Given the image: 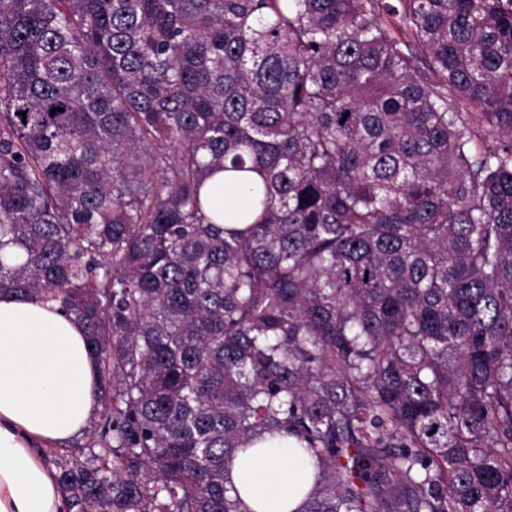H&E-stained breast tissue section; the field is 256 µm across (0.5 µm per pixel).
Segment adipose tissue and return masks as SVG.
Masks as SVG:
<instances>
[{"mask_svg":"<svg viewBox=\"0 0 512 512\" xmlns=\"http://www.w3.org/2000/svg\"><path fill=\"white\" fill-rule=\"evenodd\" d=\"M248 173L215 176V204L247 208ZM99 408L98 372L82 326L57 303L0 293V512H65L40 447L79 434ZM316 468L293 438L238 454L231 480L250 512H298Z\"/></svg>","mask_w":512,"mask_h":512,"instance_id":"ef3b65f1","label":"adipose tissue"}]
</instances>
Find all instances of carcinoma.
Returning a JSON list of instances; mask_svg holds the SVG:
<instances>
[{"mask_svg":"<svg viewBox=\"0 0 512 512\" xmlns=\"http://www.w3.org/2000/svg\"><path fill=\"white\" fill-rule=\"evenodd\" d=\"M2 291L97 359L74 512L281 434L301 512H512V0H0ZM249 173L227 172L215 176L207 183L206 191L223 209L241 211L247 208Z\"/></svg>","mask_w":512,"mask_h":512,"instance_id":"cac0c4a2","label":"carcinoma"}]
</instances>
